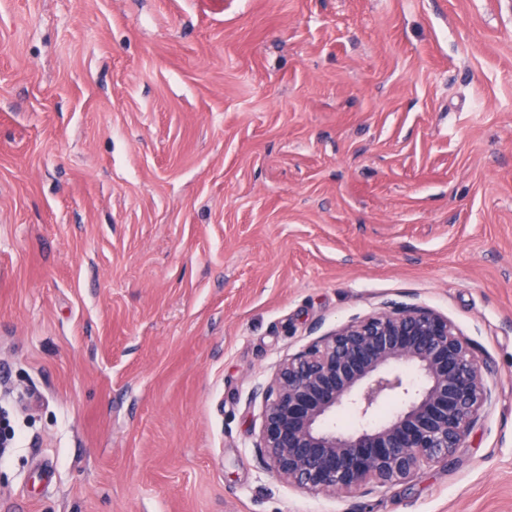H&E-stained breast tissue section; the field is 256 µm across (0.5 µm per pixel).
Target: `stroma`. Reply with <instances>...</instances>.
Returning a JSON list of instances; mask_svg holds the SVG:
<instances>
[{"label": "stroma", "instance_id": "stroma-1", "mask_svg": "<svg viewBox=\"0 0 512 512\" xmlns=\"http://www.w3.org/2000/svg\"><path fill=\"white\" fill-rule=\"evenodd\" d=\"M395 303L490 371L465 448L279 481L254 391ZM3 417L0 512H512V0H0Z\"/></svg>", "mask_w": 512, "mask_h": 512}]
</instances>
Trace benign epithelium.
<instances>
[{"mask_svg":"<svg viewBox=\"0 0 512 512\" xmlns=\"http://www.w3.org/2000/svg\"><path fill=\"white\" fill-rule=\"evenodd\" d=\"M255 396V452L276 478L311 493H370L465 447L492 388L448 317L405 303L317 337ZM341 408L356 428L327 426Z\"/></svg>","mask_w":512,"mask_h":512,"instance_id":"1","label":"benign epithelium"}]
</instances>
